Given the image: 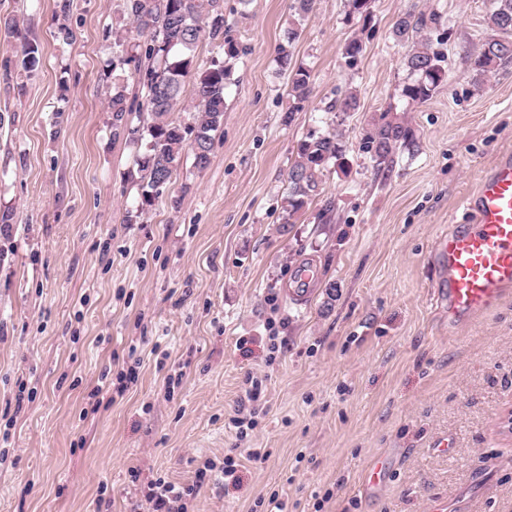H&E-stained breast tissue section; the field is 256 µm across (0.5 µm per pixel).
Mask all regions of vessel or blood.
<instances>
[{
  "label": "vessel or blood",
  "instance_id": "vessel-or-blood-1",
  "mask_svg": "<svg viewBox=\"0 0 512 512\" xmlns=\"http://www.w3.org/2000/svg\"><path fill=\"white\" fill-rule=\"evenodd\" d=\"M468 223L437 238L434 297L460 321L512 289V156L499 159L467 198Z\"/></svg>",
  "mask_w": 512,
  "mask_h": 512
}]
</instances>
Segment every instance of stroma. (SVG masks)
<instances>
[{
    "mask_svg": "<svg viewBox=\"0 0 512 512\" xmlns=\"http://www.w3.org/2000/svg\"><path fill=\"white\" fill-rule=\"evenodd\" d=\"M412 4L441 18L430 37L448 79L410 107L393 26ZM493 6L372 0L362 33L347 0H315L293 48L313 93L292 114L276 61L292 0H224L240 58L210 163L185 158L144 208L137 148L112 133L113 85L138 82L112 65L133 53L123 0H0V512H134L130 469L183 483L232 447L265 458L192 512H257L274 492L288 512H512V290L452 323L432 277L436 238L467 222L465 198L512 154V66L479 92L469 72ZM348 90L357 109L333 111ZM388 113L415 143L380 169L361 143ZM330 123L345 164L285 219L297 146ZM305 259L316 279L299 297ZM155 345L185 366L174 395ZM132 346L137 383L84 417ZM250 374L265 378L264 414L241 443L229 419ZM380 456L384 483L362 494Z\"/></svg>",
    "mask_w": 512,
    "mask_h": 512,
    "instance_id": "stroma-1",
    "label": "stroma"
}]
</instances>
